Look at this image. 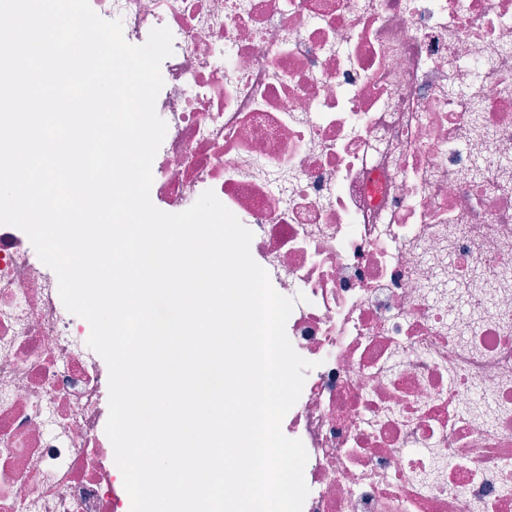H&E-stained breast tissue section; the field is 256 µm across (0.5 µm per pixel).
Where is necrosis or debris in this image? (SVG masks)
Masks as SVG:
<instances>
[{
	"label": "necrosis or debris",
	"mask_w": 512,
	"mask_h": 512,
	"mask_svg": "<svg viewBox=\"0 0 512 512\" xmlns=\"http://www.w3.org/2000/svg\"><path fill=\"white\" fill-rule=\"evenodd\" d=\"M168 27L150 196L213 190L313 361L303 512H512V0H90ZM0 225V512H123L108 367Z\"/></svg>",
	"instance_id": "4bbe7bcc"
}]
</instances>
